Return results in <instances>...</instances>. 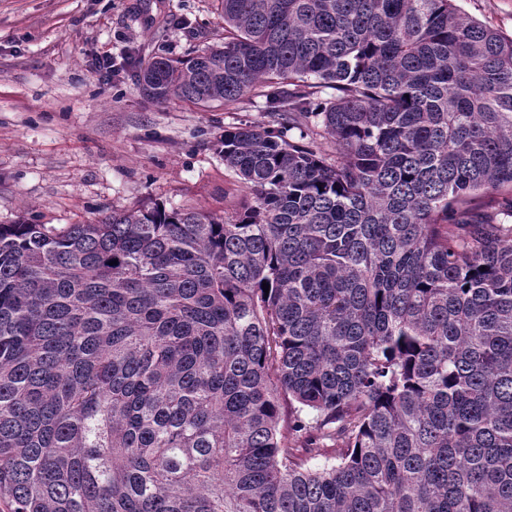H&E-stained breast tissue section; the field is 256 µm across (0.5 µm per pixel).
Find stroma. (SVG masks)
I'll use <instances>...</instances> for the list:
<instances>
[{"label":"stroma","instance_id":"stroma-1","mask_svg":"<svg viewBox=\"0 0 512 512\" xmlns=\"http://www.w3.org/2000/svg\"><path fill=\"white\" fill-rule=\"evenodd\" d=\"M512 37V0H455ZM224 40L212 0H0V224L63 227L115 210H226L235 178L215 142L261 103L148 98L142 66ZM110 54L115 74L95 62Z\"/></svg>","mask_w":512,"mask_h":512}]
</instances>
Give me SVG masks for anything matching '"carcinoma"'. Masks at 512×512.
Wrapping results in <instances>:
<instances>
[{
  "instance_id": "cac0c4a2",
  "label": "carcinoma",
  "mask_w": 512,
  "mask_h": 512,
  "mask_svg": "<svg viewBox=\"0 0 512 512\" xmlns=\"http://www.w3.org/2000/svg\"><path fill=\"white\" fill-rule=\"evenodd\" d=\"M213 2L139 80L264 101L232 212L0 224V512H512V39Z\"/></svg>"
}]
</instances>
